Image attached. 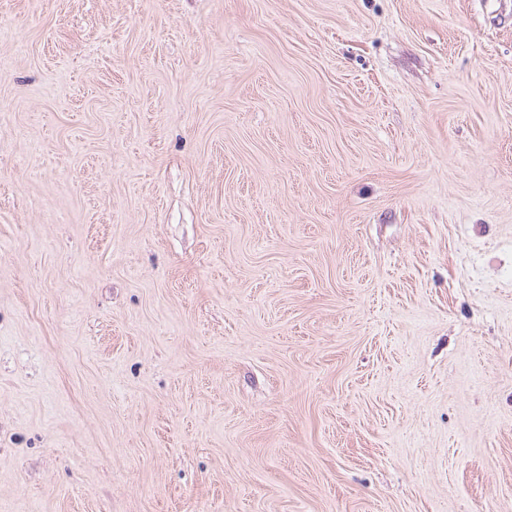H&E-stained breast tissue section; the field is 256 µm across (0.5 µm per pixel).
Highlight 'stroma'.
<instances>
[{"label": "stroma", "mask_w": 512, "mask_h": 512, "mask_svg": "<svg viewBox=\"0 0 512 512\" xmlns=\"http://www.w3.org/2000/svg\"><path fill=\"white\" fill-rule=\"evenodd\" d=\"M0 512H512V0H0Z\"/></svg>", "instance_id": "stroma-1"}]
</instances>
